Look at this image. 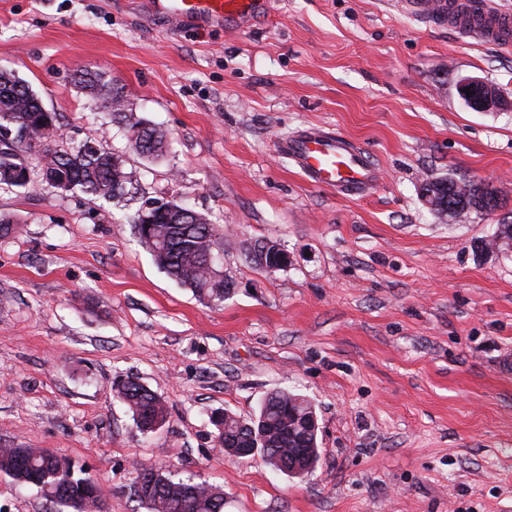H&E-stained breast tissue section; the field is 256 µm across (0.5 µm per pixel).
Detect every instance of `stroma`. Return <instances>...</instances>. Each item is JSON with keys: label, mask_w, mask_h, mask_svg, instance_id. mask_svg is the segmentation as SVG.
<instances>
[{"label": "stroma", "mask_w": 512, "mask_h": 512, "mask_svg": "<svg viewBox=\"0 0 512 512\" xmlns=\"http://www.w3.org/2000/svg\"><path fill=\"white\" fill-rule=\"evenodd\" d=\"M145 0H0V70L59 118L63 146L126 157L133 198L0 185V447L47 448L106 492V512L156 466L224 490V512H512V248L486 254L499 212L441 218L423 182L453 176L512 199V52L400 10L396 0H277L241 31L172 27ZM98 75L163 131L153 159L82 81ZM495 86L478 112L462 77ZM340 132L380 167L372 193L308 183L281 143ZM220 225L200 297L132 232L143 202ZM292 257L265 271L254 243ZM138 377L168 408L139 430L114 384ZM287 390L315 406L321 459L292 478L228 457L218 414ZM0 512H71L0 472ZM467 88H470L471 97H467L464 92ZM459 94L468 106L480 112L491 111L502 105L498 89L477 77L462 79L459 83Z\"/></svg>", "instance_id": "stroma-1"}]
</instances>
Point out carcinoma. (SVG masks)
<instances>
[{
  "label": "carcinoma",
  "mask_w": 512,
  "mask_h": 512,
  "mask_svg": "<svg viewBox=\"0 0 512 512\" xmlns=\"http://www.w3.org/2000/svg\"><path fill=\"white\" fill-rule=\"evenodd\" d=\"M90 87L97 91L100 107L126 123L133 129L141 121L133 120V113L121 111V97L98 87L89 78ZM14 132L16 140L0 141V185L21 186L20 179L30 171L32 162H37L45 174L60 167L70 170L75 188L85 194L105 200H115L114 187L131 182V175L125 167L112 166L115 152L101 142L84 143L83 149L67 151L50 148L58 131L56 114L46 117L42 114L39 96L10 71H0V130ZM134 151L146 157L158 158L168 148L164 133L150 128L143 133L142 144H133ZM468 194L459 200L471 211H492L498 201L490 197L484 188L469 182ZM142 244L150 251L157 266L180 285L200 295L222 300L231 293L233 281L218 276L210 269L215 262V250L221 244L223 235L219 226L185 223L181 220L171 223V215L155 217L148 229H136ZM117 396L127 405L135 422L145 421L155 414L167 416L164 401L148 390L135 377H127L117 385ZM314 411L311 403L303 396L288 391L268 394L258 413L244 420L227 413L217 420L222 426L219 443L223 448L264 449L265 463L274 466L276 462L286 463L288 458L303 453L308 448H318L317 435L306 430L302 422ZM0 471L21 483L45 488L43 496L47 501L69 506V501L52 494L63 490L73 498L94 499L99 485L89 476H79L74 465L66 457L54 458L44 448H29L24 460L16 459V450L0 448ZM175 491L147 504L150 512H224V492L206 483L193 482L170 476Z\"/></svg>",
  "instance_id": "carcinoma-1"
}]
</instances>
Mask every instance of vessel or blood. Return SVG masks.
Here are the masks:
<instances>
[{
  "label": "vessel or blood",
  "mask_w": 512,
  "mask_h": 512,
  "mask_svg": "<svg viewBox=\"0 0 512 512\" xmlns=\"http://www.w3.org/2000/svg\"><path fill=\"white\" fill-rule=\"evenodd\" d=\"M274 0H149L153 14L200 27L224 26L228 31L246 28L263 17ZM404 12L459 34L512 50V12L494 0H401ZM284 149L312 185L342 195L362 194L379 179L378 167L368 153L343 134L322 127L294 133Z\"/></svg>",
  "instance_id": "obj_1"
}]
</instances>
